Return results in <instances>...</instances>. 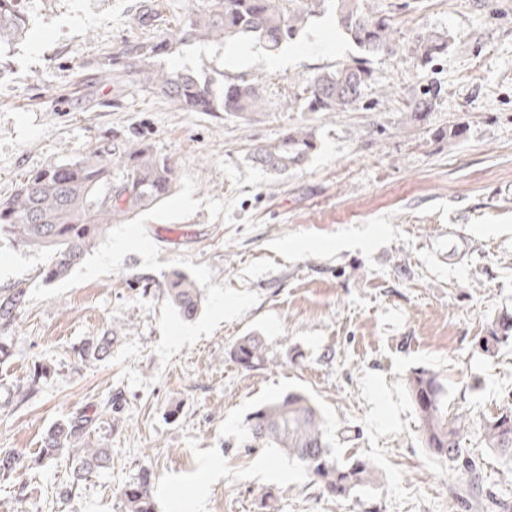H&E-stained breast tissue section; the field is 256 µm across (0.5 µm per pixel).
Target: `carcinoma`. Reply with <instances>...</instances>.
Here are the masks:
<instances>
[{
	"mask_svg": "<svg viewBox=\"0 0 512 512\" xmlns=\"http://www.w3.org/2000/svg\"><path fill=\"white\" fill-rule=\"evenodd\" d=\"M183 26L165 38H136L125 43L102 62L105 77L117 94L125 92L126 77L168 97L183 112H226L241 119L263 110V86L253 78L237 79L215 87L213 81L196 73L166 71L155 60L173 46L189 39L236 41L254 39L274 51L295 39L303 29L309 10L285 8V0H196ZM336 15L343 32L365 56L334 70L308 79L302 95L288 101V109L300 112H346L375 84L368 67L369 55L395 51L391 22L374 9L370 0H336ZM26 21L19 0H0V46L22 35ZM452 36L438 31H421L414 52L429 62L448 51ZM316 147L311 129L294 126L277 139L253 148L252 162L274 175L301 166ZM122 171L112 175V152L95 149L78 158L40 169L22 179L12 194L0 197V238L21 248L50 254V264L40 272L46 282L66 275L103 237L112 225L147 210L170 196L177 169L170 157L161 155L144 138L128 141L119 160ZM164 294L185 318L198 310L199 289L184 273L168 276ZM26 301V289L12 288L0 294V325L14 323ZM512 341V316L499 317L487 334L479 337L481 350L488 354ZM109 336H99L82 348L85 355L107 352ZM266 347L255 336H245L231 349L234 361L253 370L265 363ZM408 393L420 419L421 443L432 458L467 476L477 496L495 497L484 488L482 462L462 447L469 429L466 414H448V388L439 375L419 370L408 380ZM91 418L81 416L51 431L43 454L72 453L76 479L104 468L108 449L96 448L82 455L76 447L84 438ZM250 444L277 448L298 461L309 473L321 495L346 499L371 483L376 471L370 461L351 456L341 460L333 453L313 401L301 392H289L264 403L248 419ZM479 434L484 447L493 450L512 466V405L486 419ZM19 464L11 451L0 453V478L9 479ZM151 473L139 477L121 490L127 512H155L150 496Z\"/></svg>",
	"mask_w": 512,
	"mask_h": 512,
	"instance_id": "obj_1",
	"label": "carcinoma"
}]
</instances>
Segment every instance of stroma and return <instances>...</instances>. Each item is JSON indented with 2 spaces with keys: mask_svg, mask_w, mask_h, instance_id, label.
I'll return each instance as SVG.
<instances>
[{
  "mask_svg": "<svg viewBox=\"0 0 512 512\" xmlns=\"http://www.w3.org/2000/svg\"><path fill=\"white\" fill-rule=\"evenodd\" d=\"M21 8L29 31L0 59V197L87 150L120 156L134 131L172 157L178 179L54 282L39 275L47 253L0 241V291H27L0 327V451L22 462L0 481V512H126L119 491L144 468L156 512H512L507 501L473 507L467 479L427 455L406 389L414 371L440 374L449 411L468 416L485 486H512V467L478 438L512 402V343L491 356L477 346L512 315V0H377L398 51L370 66L389 93L367 90L346 112L286 107L307 79L360 54L333 0L289 41L284 69L247 38L235 44L248 57L239 68L221 42L158 58L217 82L261 78L266 109L247 120L183 112L135 84L118 96L100 76L126 41L166 36L188 0ZM423 30L454 39L426 64L413 51ZM430 90L432 112L415 117L410 102ZM296 125L317 143L301 167L274 177L252 163L255 144ZM175 270L200 290L193 318L162 294ZM99 336L111 337L108 352L81 356ZM244 336L262 339L264 366L231 359ZM291 391L318 406L334 452L369 460L376 481L323 497L278 449L243 447L247 416ZM84 414L82 445L108 449L107 467L78 480L62 454L27 468L50 431Z\"/></svg>",
  "mask_w": 512,
  "mask_h": 512,
  "instance_id": "stroma-1",
  "label": "stroma"
}]
</instances>
